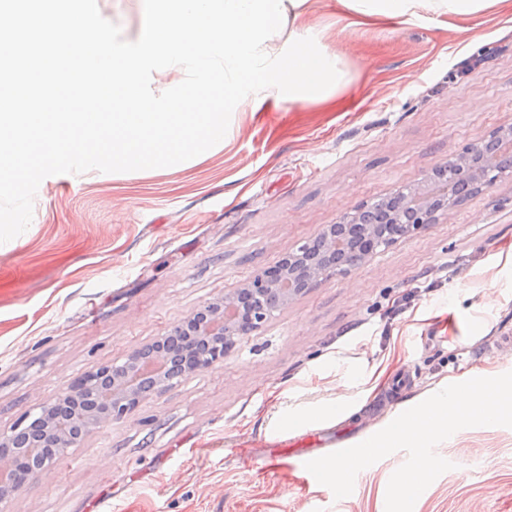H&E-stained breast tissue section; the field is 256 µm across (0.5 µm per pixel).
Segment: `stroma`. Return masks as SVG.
Returning a JSON list of instances; mask_svg holds the SVG:
<instances>
[{"instance_id": "35a3bbf8", "label": "stroma", "mask_w": 512, "mask_h": 512, "mask_svg": "<svg viewBox=\"0 0 512 512\" xmlns=\"http://www.w3.org/2000/svg\"><path fill=\"white\" fill-rule=\"evenodd\" d=\"M136 39L141 0H98ZM336 0L316 16L350 83L324 103L263 105L224 149L177 172L45 178L30 226L0 244V432L74 378L124 358L234 291L363 202L499 126L512 125V11L447 25L341 32ZM485 63L451 74L474 53ZM512 177L500 178L362 266L274 311L224 363L174 381L41 471L10 512H385L399 450L335 499L299 459L271 451L286 409L355 401L387 376L355 438L442 382L512 371ZM413 380L402 392V371ZM288 431L291 441L328 431ZM452 462L414 512H512V428H466L437 448Z\"/></svg>"}]
</instances>
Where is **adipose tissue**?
<instances>
[{"label": "adipose tissue", "instance_id": "ef3b65f1", "mask_svg": "<svg viewBox=\"0 0 512 512\" xmlns=\"http://www.w3.org/2000/svg\"><path fill=\"white\" fill-rule=\"evenodd\" d=\"M349 29L377 27L393 21L421 24L449 20L450 30L465 34L466 23L496 5L512 0H336Z\"/></svg>", "mask_w": 512, "mask_h": 512}]
</instances>
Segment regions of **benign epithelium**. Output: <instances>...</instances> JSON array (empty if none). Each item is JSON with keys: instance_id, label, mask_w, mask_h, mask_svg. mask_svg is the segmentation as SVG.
Wrapping results in <instances>:
<instances>
[{"instance_id": "benign-epithelium-1", "label": "benign epithelium", "mask_w": 512, "mask_h": 512, "mask_svg": "<svg viewBox=\"0 0 512 512\" xmlns=\"http://www.w3.org/2000/svg\"><path fill=\"white\" fill-rule=\"evenodd\" d=\"M499 145L512 146V127H500L490 137L474 140L463 151L448 153L441 166L460 172L464 163L476 160L482 167L471 169V176L476 178L478 188L489 187L504 175V171L493 167V162L499 159L496 151ZM435 174L433 168L423 175L420 184H402L391 192V196L403 198L421 191ZM468 190L464 178L448 180L439 204H430L403 219L404 235L410 236L423 226L435 223L438 212L455 206ZM377 215V206L367 204L344 216L342 223L336 225L343 233L340 239L328 235V229H323L319 238L323 240L329 259L313 252L312 245L304 244L252 277L241 288L203 305L171 328L170 333L179 330L182 335L170 339L164 351H159L154 341L132 351L119 365H102L75 378L46 403L53 407L69 399L85 401V404L68 410V420L49 421L46 445L56 449L55 460L66 456L69 449L80 447L107 423L131 417L150 396L139 383L141 377L157 378L162 383L160 390L164 391L175 378H187L223 363L238 341L259 329L272 315L268 308L270 303L285 306L317 281L351 271L352 266L336 259V250L344 246L345 240L359 245V263H365L376 250L371 245L369 231ZM25 433V429L0 432V512H8L9 504L33 474L37 446H19Z\"/></svg>"}]
</instances>
